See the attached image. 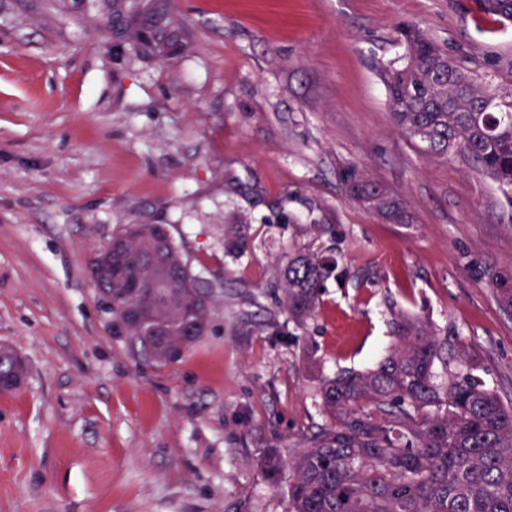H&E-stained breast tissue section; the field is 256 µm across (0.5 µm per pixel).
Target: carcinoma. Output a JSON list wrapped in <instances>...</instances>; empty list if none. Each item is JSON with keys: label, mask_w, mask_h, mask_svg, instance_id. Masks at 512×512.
Returning <instances> with one entry per match:
<instances>
[{"label": "carcinoma", "mask_w": 512, "mask_h": 512, "mask_svg": "<svg viewBox=\"0 0 512 512\" xmlns=\"http://www.w3.org/2000/svg\"><path fill=\"white\" fill-rule=\"evenodd\" d=\"M479 9L512 24V0H477ZM404 54L383 66L393 124L426 153L476 162L512 202V88L448 52L414 24L397 29ZM350 198L392 224L412 217L404 199L349 162L337 172ZM113 262L134 271L143 301H160L155 320L123 339L143 361L173 349L181 359L205 335L210 308L176 243L163 266L153 257L160 227L128 224ZM336 269L331 254L297 251L280 270L277 290L297 329L313 319ZM488 286L512 313V273L492 271ZM130 298L112 289V318ZM394 342L367 371L339 370L318 396L334 423L313 432L289 462L275 449L259 461L276 484L284 469L289 512H512V401L477 373L474 358L418 314L395 313Z\"/></svg>", "instance_id": "1"}]
</instances>
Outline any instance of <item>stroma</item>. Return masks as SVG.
I'll return each mask as SVG.
<instances>
[{"instance_id": "35a3bbf8", "label": "stroma", "mask_w": 512, "mask_h": 512, "mask_svg": "<svg viewBox=\"0 0 512 512\" xmlns=\"http://www.w3.org/2000/svg\"><path fill=\"white\" fill-rule=\"evenodd\" d=\"M0 0V512H288L257 465L328 422L323 377L372 367L392 311L458 337L512 399V206L474 162L397 130L381 68L416 23L512 88V26L473 0ZM165 29L133 49V27ZM354 162L414 218L388 224L337 178ZM127 224L168 225L212 298L179 361L139 365L90 276ZM244 225L236 255L224 232ZM338 268L305 329L273 287L294 250ZM488 286L494 293L499 308L512 313V273L507 271H491L488 275Z\"/></svg>"}]
</instances>
